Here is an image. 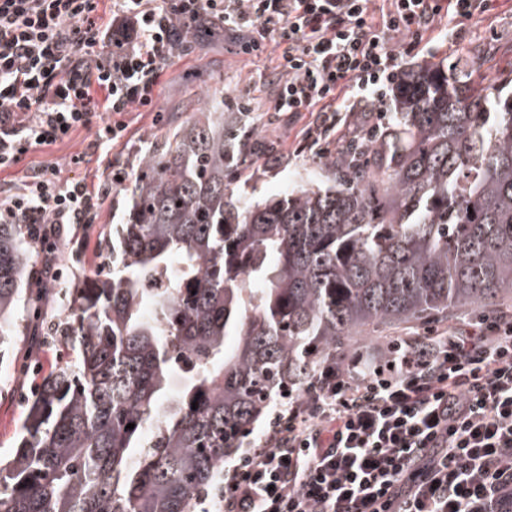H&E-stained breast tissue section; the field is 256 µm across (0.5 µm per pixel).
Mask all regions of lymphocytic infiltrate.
I'll use <instances>...</instances> for the list:
<instances>
[{
    "mask_svg": "<svg viewBox=\"0 0 512 512\" xmlns=\"http://www.w3.org/2000/svg\"><path fill=\"white\" fill-rule=\"evenodd\" d=\"M0 0V170L77 128L109 148L117 116L150 104L179 24L212 17L225 34L282 45L272 108L312 123L300 141L327 157L362 101L372 139L401 60L447 28L459 40L491 0ZM113 43L112 53L98 49ZM104 93L95 101L93 89ZM114 119L103 122V113ZM84 184L35 172L0 199L42 242L90 219ZM202 512H512V309L389 346L383 360L339 356L303 391L280 395L263 431L224 463Z\"/></svg>",
    "mask_w": 512,
    "mask_h": 512,
    "instance_id": "lymphocytic-infiltrate-1",
    "label": "lymphocytic infiltrate"
}]
</instances>
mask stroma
<instances>
[{"label": "stroma", "mask_w": 512, "mask_h": 512, "mask_svg": "<svg viewBox=\"0 0 512 512\" xmlns=\"http://www.w3.org/2000/svg\"><path fill=\"white\" fill-rule=\"evenodd\" d=\"M465 48L452 44L446 32L424 49L422 58H447L449 64L469 59L475 69L476 86L494 88L501 78L512 74V0H496L491 11L473 18L464 34ZM277 54L271 46L244 54L228 37H196L190 47L177 48L164 67L149 105L139 106L122 116L127 130L111 151H93L92 132L79 129L49 146L28 149L13 167L0 172V198L21 192L28 175L40 169L57 172L60 185L79 179L89 190L131 188L138 159L162 121L182 122L214 88L224 91V124L236 126L238 105L249 108L248 125L257 128V138L282 155L280 164L259 163L252 180L256 197L293 191L301 177L317 174L323 161L310 152H297V134L304 120H289L273 112L270 102L275 91ZM123 182H115V174ZM112 228V200L104 198L91 223L61 225L55 239V265L63 278L55 285L57 294L83 284L109 264L97 249L100 237ZM11 366L0 370V454L16 447L18 427L27 412L33 386L39 385L59 358L47 330L42 310L19 309L14 318Z\"/></svg>", "instance_id": "stroma-1"}]
</instances>
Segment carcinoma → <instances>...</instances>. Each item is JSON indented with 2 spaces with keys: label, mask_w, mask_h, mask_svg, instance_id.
<instances>
[{
  "label": "carcinoma",
  "mask_w": 512,
  "mask_h": 512,
  "mask_svg": "<svg viewBox=\"0 0 512 512\" xmlns=\"http://www.w3.org/2000/svg\"><path fill=\"white\" fill-rule=\"evenodd\" d=\"M470 72L408 67L394 123L284 196L237 185L257 132L224 131L222 88L155 136L98 241L112 271L70 289L54 324L70 356L0 461V512H198L275 395L354 337L512 297V89ZM32 239L0 223V367L35 300Z\"/></svg>",
  "instance_id": "carcinoma-1"
}]
</instances>
